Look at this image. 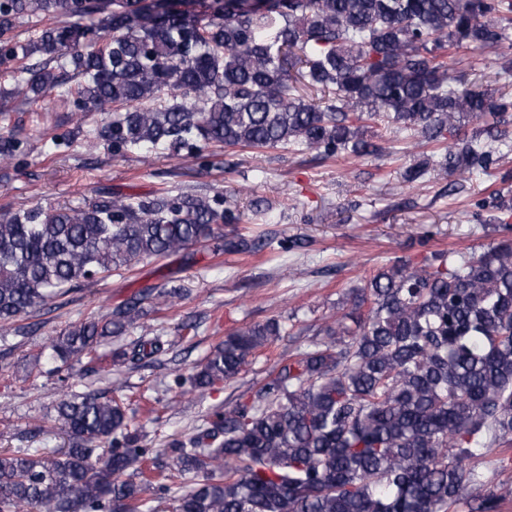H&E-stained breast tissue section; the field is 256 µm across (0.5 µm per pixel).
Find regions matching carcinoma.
Here are the masks:
<instances>
[{"label":"carcinoma","mask_w":512,"mask_h":512,"mask_svg":"<svg viewBox=\"0 0 512 512\" xmlns=\"http://www.w3.org/2000/svg\"><path fill=\"white\" fill-rule=\"evenodd\" d=\"M57 14L67 21L16 38L19 21ZM505 43L512 0H0L14 91L36 104L59 90L76 115L112 113L86 138L115 155L291 145L381 159L368 135L380 119L440 148L445 174L488 175L512 146V93L461 81L448 59ZM301 84L327 96L307 100ZM473 121L483 125L469 133ZM29 149L0 136L1 161ZM429 171L412 164L402 184ZM240 221L222 193L164 187L0 214V322L200 242L263 247L222 234ZM347 300L321 339L172 440L163 462L129 428L125 381L68 392L56 420L69 447L0 449V512H500L512 487H485L470 463L495 452L512 467V238L458 263L400 259ZM140 311L135 298L69 326L51 342L56 370L98 362ZM286 335L277 319L229 333L184 382H231ZM163 348L141 339L112 360Z\"/></svg>","instance_id":"obj_1"}]
</instances>
